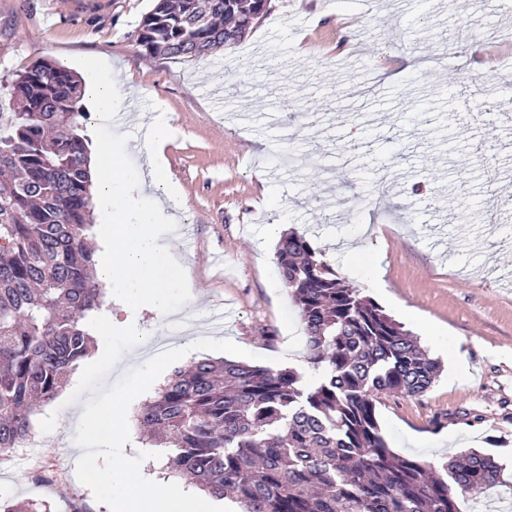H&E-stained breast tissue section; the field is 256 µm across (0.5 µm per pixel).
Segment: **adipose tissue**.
<instances>
[{
  "label": "adipose tissue",
  "instance_id": "adipose-tissue-1",
  "mask_svg": "<svg viewBox=\"0 0 512 512\" xmlns=\"http://www.w3.org/2000/svg\"><path fill=\"white\" fill-rule=\"evenodd\" d=\"M83 81L87 93L93 97L95 107L104 117H111L126 104L129 95L117 91L111 78L110 69L101 63L87 65L83 71ZM171 137L166 122H155L143 141L147 160V176L141 185L130 183L121 167L120 156L113 147H106L95 153L89 161L92 193L100 201L111 204L109 223L100 225L96 241L99 246L97 279L111 283L121 275L137 281L138 293L132 305L137 309H149L159 315L170 313L169 292L184 287L181 270H174L167 283L154 282L149 277L150 270L157 264L159 239L173 217L165 205H158L145 220L130 222L124 206L138 189H150L156 183L169 179L164 149Z\"/></svg>",
  "mask_w": 512,
  "mask_h": 512
}]
</instances>
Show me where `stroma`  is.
<instances>
[{
  "label": "stroma",
  "mask_w": 512,
  "mask_h": 512,
  "mask_svg": "<svg viewBox=\"0 0 512 512\" xmlns=\"http://www.w3.org/2000/svg\"><path fill=\"white\" fill-rule=\"evenodd\" d=\"M153 0H0V113L12 82L41 60L75 72L96 60L112 81L144 95L104 120L82 99L89 150L115 145L124 172L146 171L142 116L163 100L166 149L180 193L178 223L161 236L150 276L186 259L192 287L170 292L177 317L127 309L134 281H112V314L147 342L127 351L109 381L145 364L159 335L223 331L259 366L305 379V335L277 244L304 235L345 284L393 316L444 365L417 398L381 397L376 415L397 453L439 465L476 448L503 482L458 499L461 512H512V56L494 65L481 34L512 32V0H271L238 42L203 56H140L135 33ZM475 93L463 111L448 74ZM378 269V283L369 272ZM72 371L57 401L32 417L27 465L0 454V502L30 499L51 512H110L76 478ZM56 415L54 438L40 421Z\"/></svg>",
  "instance_id": "obj_1"
}]
</instances>
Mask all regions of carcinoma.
I'll return each mask as SVG.
<instances>
[{
  "mask_svg": "<svg viewBox=\"0 0 512 512\" xmlns=\"http://www.w3.org/2000/svg\"><path fill=\"white\" fill-rule=\"evenodd\" d=\"M243 0H155L136 31L149 57L206 55L239 26ZM17 112L0 134V453L32 431L92 349L86 320L100 312L88 235L93 194L83 125L82 79L39 61L13 83ZM281 276L298 308L303 380L203 358L177 369L134 415L140 439L168 448V469L236 505V512H459L500 470L475 449L441 468L389 447L379 396L419 397L439 375L411 334L359 289L316 259L310 242L283 237ZM0 512H40L33 500Z\"/></svg>",
  "mask_w": 512,
  "mask_h": 512,
  "instance_id": "cac0c4a2",
  "label": "carcinoma"
}]
</instances>
